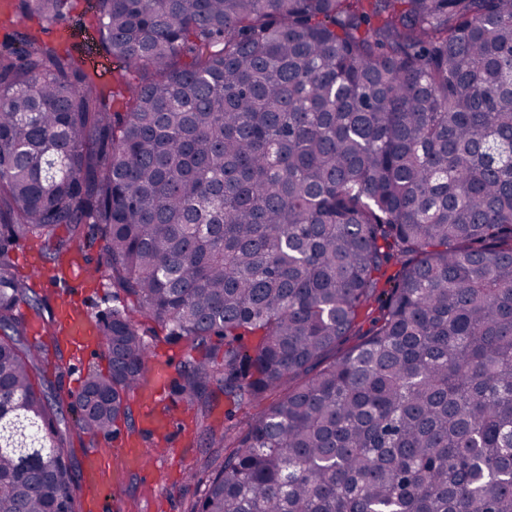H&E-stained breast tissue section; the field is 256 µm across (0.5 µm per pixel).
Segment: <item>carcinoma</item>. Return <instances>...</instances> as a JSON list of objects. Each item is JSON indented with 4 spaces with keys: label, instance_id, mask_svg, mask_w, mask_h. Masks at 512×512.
<instances>
[{
    "label": "carcinoma",
    "instance_id": "carcinoma-1",
    "mask_svg": "<svg viewBox=\"0 0 512 512\" xmlns=\"http://www.w3.org/2000/svg\"><path fill=\"white\" fill-rule=\"evenodd\" d=\"M70 4L0 20V512H77L67 414L140 434L138 315L200 353L176 392L202 414L272 398L206 429L188 512H512V0H93L120 89L43 39ZM28 238L50 281L96 250L127 298L76 394L32 384L70 360L28 339ZM98 52L103 55L97 56L104 66L98 69L99 72L104 74L101 79L102 82L112 84L116 87L120 84L121 87H124L125 84L135 83L138 80V74L136 72L124 68V65L106 55L101 50H98ZM266 399L260 405L236 406L224 395H219L210 412L208 422L215 427H224L230 432H241L260 414L270 403Z\"/></svg>",
    "mask_w": 512,
    "mask_h": 512
}]
</instances>
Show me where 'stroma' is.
Here are the masks:
<instances>
[{
    "label": "stroma",
    "instance_id": "obj_1",
    "mask_svg": "<svg viewBox=\"0 0 512 512\" xmlns=\"http://www.w3.org/2000/svg\"><path fill=\"white\" fill-rule=\"evenodd\" d=\"M36 249V243L21 241L14 252V261L18 274L28 280L31 289L46 297L45 316H54L60 300L64 298L82 304L94 316L122 305L123 294L111 288L104 276L88 277L66 285L52 284L47 276L38 273L36 267L27 266L25 263L28 253ZM139 327L144 332L146 341L153 343L157 352L167 353L172 357L174 370L170 374L171 383L166 387L165 398L167 403L175 405L181 412L183 437L168 459L159 460L154 452H147V460L152 461L158 473L156 483L145 484L137 479L132 481L119 472H112L111 512H186L189 505L202 496L204 486L198 482L197 477L207 470L205 451L198 446L201 439V418L195 408L185 405L175 393L174 383L179 379L177 368L186 358V345L182 342L156 340L154 333L157 326L149 319H140ZM91 368L102 372L107 370L108 361L102 349L91 348L73 355L69 371L61 375L53 367H45L43 378L46 385H59L64 390L75 393L80 390L84 377ZM261 410V405L239 407L220 396L209 412L208 421L213 426L229 429L230 432H240L247 428Z\"/></svg>",
    "mask_w": 512,
    "mask_h": 512
}]
</instances>
